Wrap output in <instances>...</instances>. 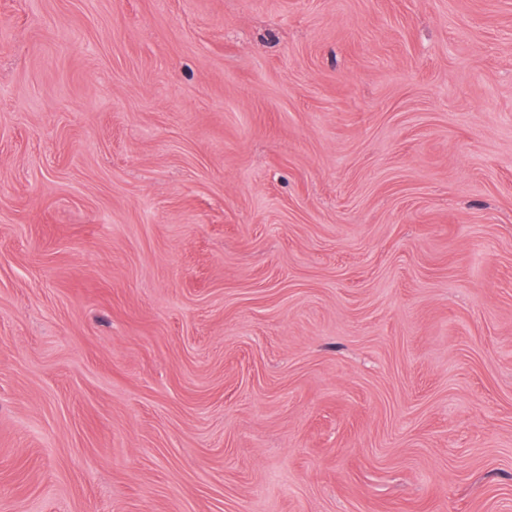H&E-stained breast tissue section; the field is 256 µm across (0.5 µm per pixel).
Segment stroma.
Here are the masks:
<instances>
[{"mask_svg":"<svg viewBox=\"0 0 512 512\" xmlns=\"http://www.w3.org/2000/svg\"><path fill=\"white\" fill-rule=\"evenodd\" d=\"M0 512H512V0H0Z\"/></svg>","mask_w":512,"mask_h":512,"instance_id":"35a3bbf8","label":"stroma"}]
</instances>
